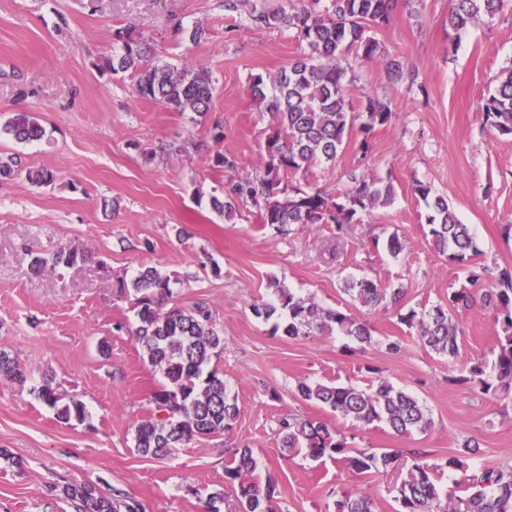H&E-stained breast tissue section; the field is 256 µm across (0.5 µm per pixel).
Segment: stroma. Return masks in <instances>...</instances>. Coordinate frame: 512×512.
Wrapping results in <instances>:
<instances>
[{"label": "stroma", "instance_id": "1", "mask_svg": "<svg viewBox=\"0 0 512 512\" xmlns=\"http://www.w3.org/2000/svg\"><path fill=\"white\" fill-rule=\"evenodd\" d=\"M254 2L228 12L223 0H0V126L29 111L45 129L30 144L0 135V157L18 156L55 175L48 187L0 178V349L48 374L88 411L84 422L63 423L29 386L0 378V512H74L62 489L75 482L135 498L146 512H206L210 494L220 492V512H233L237 485L224 468L238 445L252 449L256 476L275 478L276 512H336L339 496L356 491L371 496L373 512H398L399 470L358 474L328 457L283 455L279 423L290 417L324 421L353 449L427 450L451 512L473 471L512 465V400L450 380L477 360L493 361L502 334L493 313L456 312L461 344L451 361L425 349L398 314L447 303L469 285L465 270L433 250L416 183L446 197L471 225L478 263L512 266V241L502 235L512 224V137L491 131L480 108L512 67V12L478 20L452 42V0L398 5L375 33L384 55L341 61L353 101L385 99L390 122L352 132L334 163L305 176L332 194L346 188L355 168L389 176L394 202L364 213L341 236L331 224L280 235L252 204L227 218L209 203L228 179L265 166L276 121L254 102L249 76L275 74L308 52L293 31L253 25ZM179 24L184 33H176ZM196 26L207 31L198 44L186 34ZM118 29L142 36L152 61L207 70L215 83L207 116L142 99L133 78L101 71ZM392 59L417 72V89L389 83ZM218 152L236 168L214 167ZM393 234L404 244L396 257L386 248ZM70 247L87 251V259L31 271V254ZM146 266L173 278L175 303L207 306L223 329L224 351L213 365L240 409L230 434L197 437L163 459L134 449V428L150 415L162 375L132 334L133 295L118 288ZM273 276L367 321L373 344L337 334L291 339L274 330L252 311L269 299ZM363 276L403 288L402 307L350 305L344 287ZM394 338L402 344L397 354L386 348ZM375 367L426 404L430 431L364 428L294 394L301 380L364 388ZM470 439L477 454L461 455ZM456 456L460 465L448 469Z\"/></svg>", "mask_w": 512, "mask_h": 512}]
</instances>
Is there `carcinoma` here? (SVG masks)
I'll return each mask as SVG.
<instances>
[{"instance_id":"obj_1","label":"carcinoma","mask_w":512,"mask_h":512,"mask_svg":"<svg viewBox=\"0 0 512 512\" xmlns=\"http://www.w3.org/2000/svg\"><path fill=\"white\" fill-rule=\"evenodd\" d=\"M512 0H454L448 14V36L452 37L481 15L494 16ZM308 0L302 8H282L274 12L253 11L256 26L281 25L307 43L309 53L300 56L277 74L261 73L249 77V89L259 107L275 116L277 131L265 141L267 157L263 172L231 179L224 185V197L213 196L212 208L229 218L241 203L251 202L260 209L264 225L278 231L294 224H333L341 234L351 224L361 223L360 215L377 206L393 203L396 187L391 178L349 175V186L331 195L317 186L295 185L288 174H296L317 164L336 160L345 138L354 127L368 133L391 120L389 104L367 95L353 105L345 81L346 72L340 58L352 54L360 62L372 61L384 53L372 30L389 25L399 0ZM118 50L107 61L113 74L128 73L135 79L138 95L162 103L178 112H193L200 117L210 112L215 86L204 70L190 65L150 63L145 43L130 31L116 32ZM388 77L397 85H413L416 75L398 60L388 63ZM486 122L501 136H512V69L502 72L497 86L484 100ZM0 133L20 142L37 141L45 130L34 112H16L0 127ZM24 177L34 186L53 184L54 173L41 167L22 165L20 158H0V177ZM424 201L425 223L431 244L448 261L465 267L478 253L469 225L462 223L448 200L431 195L424 184L413 187ZM86 252L63 248L46 258L32 257L31 269L73 266L86 260ZM171 277L155 267H145L130 281H121L120 291L137 295L139 309L133 331L148 362L164 379L152 395L150 418L137 423L134 448L143 456L160 458L172 449L185 447L199 436L226 434L239 416L236 398L231 396L224 377L210 368L212 359L224 351V331L202 305L185 308L168 305L171 301ZM471 288L450 297V306L437 304L422 312L414 309L400 316V321L417 329L421 344L438 356L454 359L460 349L459 327L451 311L480 307L494 313L502 325L499 352L494 363L495 378L483 379L484 366L477 362L449 380L460 384H479L486 393L502 399L512 398V268H482L470 275ZM273 299L252 306L256 317L274 322V330L293 339L316 334L331 335L338 331L362 345L374 342L372 330L365 322L353 320L339 308H324L310 297H302L273 276L268 280ZM344 292L351 302L368 309L381 304L398 305L405 296L401 288H381L367 278L346 283ZM365 388L353 385H326L299 381L295 395L303 401L330 408L343 418L363 427L383 423L395 434L425 433L433 423L431 414L419 398L394 386L379 376ZM34 376V371L20 368L7 352L0 351V377L20 384ZM35 397L55 410L58 419L69 422L85 418L83 403L65 399L50 384L33 388ZM282 448L289 452L304 451L312 458L325 455L358 473L396 466L401 451L358 450L348 454L346 437L331 433L328 426L311 419H288L280 422ZM415 461L407 476L395 487L399 512H447L441 498L436 474L424 461L426 451L413 449ZM251 448L233 451L225 476L238 482V512H274L276 483L272 476H252ZM469 494L460 499L461 512H512V465L482 467L468 478ZM66 499L76 504V512H145L137 500L114 499L100 493L89 483L68 484L63 488ZM336 512H372L370 496L364 492L346 493L336 501Z\"/></svg>"}]
</instances>
